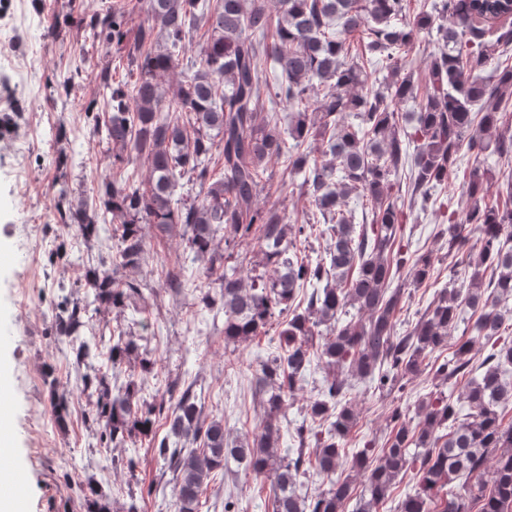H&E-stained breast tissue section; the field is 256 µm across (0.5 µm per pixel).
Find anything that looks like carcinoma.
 <instances>
[{"label":"carcinoma","mask_w":512,"mask_h":512,"mask_svg":"<svg viewBox=\"0 0 512 512\" xmlns=\"http://www.w3.org/2000/svg\"><path fill=\"white\" fill-rule=\"evenodd\" d=\"M276 4L274 18L269 0H148L151 22L139 26L130 44L123 11H98L86 23L136 73L123 82L113 79L110 65L100 69L97 91L83 106L92 134L112 147L113 163L133 159L148 169L140 181H104L92 203L64 217L87 241L117 239L111 267L88 268L83 295H64L56 304L75 367L86 369L83 387L95 386L98 442L124 448L164 421L167 434L154 448L175 477L177 512H198L213 472L231 460L271 479L273 512H346L358 475L364 487L352 512H377L409 470L415 490L397 512H512V422L504 424L512 407V339H502L512 311V178L491 198L485 173L474 169L464 219L451 214L437 225L467 289H441L399 336L395 315L404 291L392 287L404 273L420 284L433 269L430 253L396 247L404 208L434 206L464 148L477 158L490 151L512 160V114L501 111L505 93H512V65H496L488 81L474 75L512 46L511 27L491 26V19L512 14V0H433L431 11L411 21L404 0ZM440 18L445 23L434 25ZM433 27L442 48L428 55L418 110L402 112L400 101L415 91L406 57L419 32ZM195 33L205 41L198 58L186 60V39ZM370 57L387 71L381 83L367 72ZM165 75L175 77L168 95L159 83ZM277 101L297 108L288 127L291 145L276 112L261 118ZM275 159L304 174L302 194L334 239L328 257L313 261L297 252V240L315 232L317 221L308 214L292 224L279 208L258 207ZM184 178L203 196L177 206L173 195ZM352 194L370 206L371 217L359 226L346 209ZM147 224L181 238L192 260H208L206 273L219 292L197 299L224 314L225 343L265 335L276 315L288 314L281 352L255 376L253 398L265 419L250 437L228 440L224 422L206 421L189 389L169 406L144 398L154 361L112 390L109 372L137 352V339L123 330L107 339L84 329L104 309L122 313L143 299L142 284L115 276L113 268L139 265ZM221 231L240 244L255 243L264 271L245 276L240 261L228 263L215 249ZM308 286L302 309L296 299ZM351 308L357 314L342 321ZM465 314L493 352L478 363L467 339L430 366L441 387L470 376L463 390L469 412L460 415L442 391L431 394L418 403L414 426L402 410L392 412L379 453L369 441L347 457L343 441L356 426L349 380H367L382 395L403 391V380L423 373ZM314 361L327 375L306 405L310 421L293 427L292 457L280 447L283 408ZM489 463V481L465 482ZM306 464L329 482L314 496L298 492ZM346 465L350 474L337 477Z\"/></svg>","instance_id":"carcinoma-1"}]
</instances>
